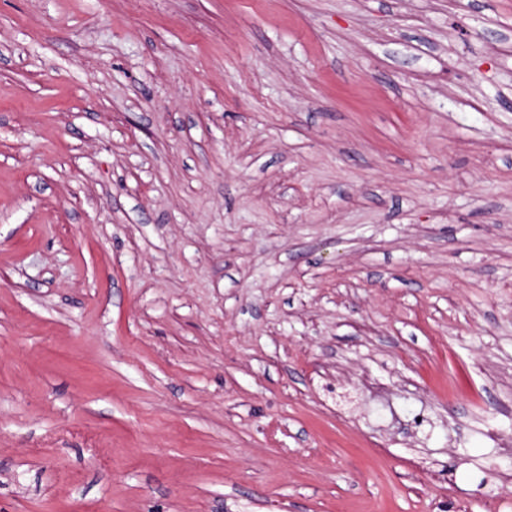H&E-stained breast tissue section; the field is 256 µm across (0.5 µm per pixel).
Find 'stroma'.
Listing matches in <instances>:
<instances>
[{
    "label": "stroma",
    "mask_w": 512,
    "mask_h": 512,
    "mask_svg": "<svg viewBox=\"0 0 512 512\" xmlns=\"http://www.w3.org/2000/svg\"><path fill=\"white\" fill-rule=\"evenodd\" d=\"M0 512H512V0H0Z\"/></svg>",
    "instance_id": "obj_1"
}]
</instances>
